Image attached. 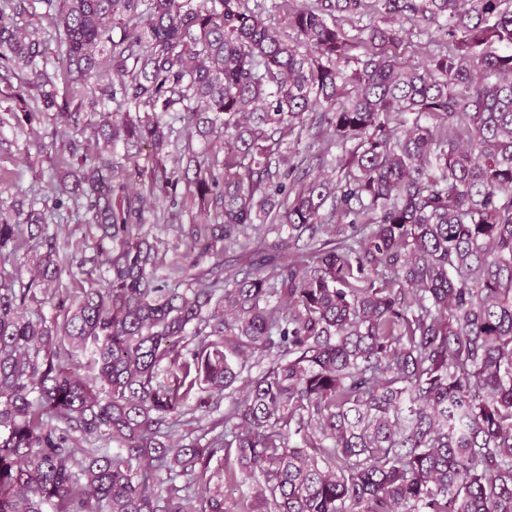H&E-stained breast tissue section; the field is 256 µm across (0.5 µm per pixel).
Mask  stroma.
<instances>
[{"instance_id":"obj_1","label":"stroma","mask_w":512,"mask_h":512,"mask_svg":"<svg viewBox=\"0 0 512 512\" xmlns=\"http://www.w3.org/2000/svg\"><path fill=\"white\" fill-rule=\"evenodd\" d=\"M27 79L26 73L17 70L0 77V214L12 215L17 201L38 197L50 232L57 235L59 242L78 243L87 232L81 212H57L50 186L53 177L67 168L65 144L88 138L90 116L84 113L78 121L67 123L56 110H35L28 98L16 94ZM27 112L33 115L28 122L23 119ZM192 222V211L172 206L169 199L158 197L148 205L144 229L158 238L160 255L167 267L182 263L188 241L181 228ZM199 395V390L191 391L187 401L189 420L173 424L170 435L174 440L190 443L199 436L201 426L219 418L231 404L229 398L223 397L206 410L197 405Z\"/></svg>"}]
</instances>
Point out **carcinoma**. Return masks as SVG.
I'll use <instances>...</instances> for the list:
<instances>
[{
    "label": "carcinoma",
    "mask_w": 512,
    "mask_h": 512,
    "mask_svg": "<svg viewBox=\"0 0 512 512\" xmlns=\"http://www.w3.org/2000/svg\"><path fill=\"white\" fill-rule=\"evenodd\" d=\"M43 2L63 68L2 21L0 67L38 109L60 84L78 109L120 101L94 140L134 170L66 146L55 206L96 231L70 268L102 272L77 294L44 214L0 218V251L25 230L43 248L29 281L0 275V512H512V0H279L293 40L246 0ZM408 22L446 46L410 63ZM311 112L337 182L279 151ZM177 122L224 157L173 154ZM151 195L201 217L172 281L140 233ZM250 228L275 239L224 274ZM39 293L62 320L25 314ZM201 381L234 400L176 443Z\"/></svg>",
    "instance_id": "1"
}]
</instances>
